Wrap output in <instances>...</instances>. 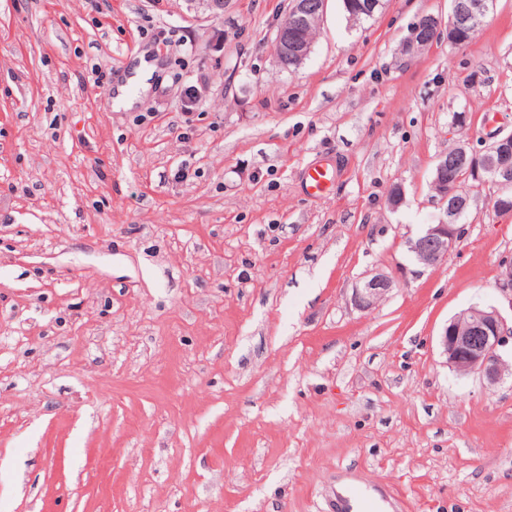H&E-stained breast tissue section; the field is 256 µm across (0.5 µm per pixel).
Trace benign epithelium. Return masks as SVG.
<instances>
[{
    "label": "benign epithelium",
    "instance_id": "obj_1",
    "mask_svg": "<svg viewBox=\"0 0 512 512\" xmlns=\"http://www.w3.org/2000/svg\"><path fill=\"white\" fill-rule=\"evenodd\" d=\"M495 0H470L464 12L448 27V43L455 42L457 33L487 15ZM325 0H293L288 12V25L293 30H305L315 20L322 18ZM440 23L433 15H426L416 23L406 43V51L414 53L428 48L439 34ZM313 41L303 36H287L279 32L275 40L278 63L287 68L301 66L308 58ZM467 176L474 187L492 188L490 196L494 210L502 215H512V133L497 135L480 150L467 145L457 147ZM433 186L438 188L441 207L435 220L414 237L407 240V249L414 261L423 267H435L446 258L461 237L463 227L453 223V218L469 207L470 194L455 195L448 189V161L438 160ZM394 281L378 274L354 289L353 304L361 310L377 305L393 288ZM496 288L509 297L512 303V261L501 266ZM512 339V326L507 325L498 310L470 308L453 317L440 337L446 364L464 372L478 371L495 382L508 371L500 350Z\"/></svg>",
    "mask_w": 512,
    "mask_h": 512
}]
</instances>
